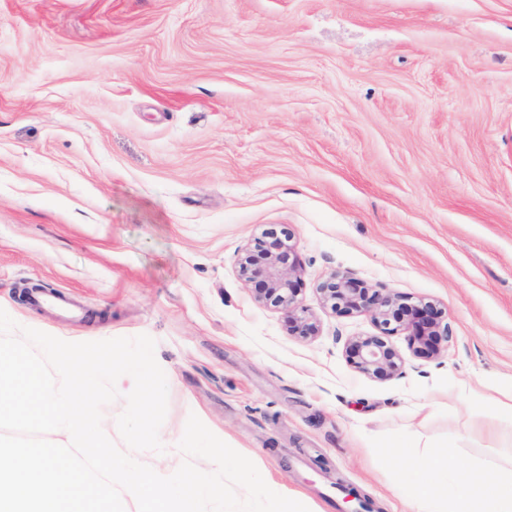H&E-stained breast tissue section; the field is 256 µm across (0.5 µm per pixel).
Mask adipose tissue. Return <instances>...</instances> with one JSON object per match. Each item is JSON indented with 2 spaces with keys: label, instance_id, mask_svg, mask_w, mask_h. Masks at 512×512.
<instances>
[{
  "label": "adipose tissue",
  "instance_id": "ef3b65f1",
  "mask_svg": "<svg viewBox=\"0 0 512 512\" xmlns=\"http://www.w3.org/2000/svg\"><path fill=\"white\" fill-rule=\"evenodd\" d=\"M390 460L400 462L411 486L416 512H512V470L495 475L462 466L454 448L415 459L390 451Z\"/></svg>",
  "mask_w": 512,
  "mask_h": 512
}]
</instances>
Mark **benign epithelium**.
Listing matches in <instances>:
<instances>
[{
    "label": "benign epithelium",
    "instance_id": "benign-epithelium-1",
    "mask_svg": "<svg viewBox=\"0 0 512 512\" xmlns=\"http://www.w3.org/2000/svg\"><path fill=\"white\" fill-rule=\"evenodd\" d=\"M292 239L293 233L286 227L263 232L255 240L254 249L247 248L241 254L239 271L255 283L259 301L286 313L289 332L314 336L318 325L298 299L300 268ZM319 291L338 312L371 315L380 334L351 339L349 350L355 367L372 378H389L400 370L401 356L388 341L400 331L411 332L418 354L436 355L448 341L443 312L430 302L411 305L384 288H372L341 272L332 273L320 284Z\"/></svg>",
    "mask_w": 512,
    "mask_h": 512
}]
</instances>
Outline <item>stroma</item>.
Masks as SVG:
<instances>
[{"label": "stroma", "mask_w": 512, "mask_h": 512, "mask_svg": "<svg viewBox=\"0 0 512 512\" xmlns=\"http://www.w3.org/2000/svg\"><path fill=\"white\" fill-rule=\"evenodd\" d=\"M284 224L314 336L239 272ZM336 271L443 308L447 348L401 331L400 372L360 373ZM0 308L155 340L162 476L192 414L309 512H411L395 446L512 465V0H0ZM26 300L34 307L51 308L60 312L71 310L70 300L65 294L46 291L43 288H31Z\"/></svg>", "instance_id": "obj_1"}]
</instances>
